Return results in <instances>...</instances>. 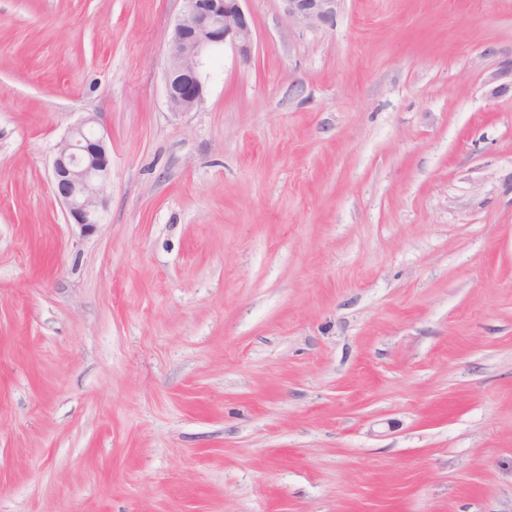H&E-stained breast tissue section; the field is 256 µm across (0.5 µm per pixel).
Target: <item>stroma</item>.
<instances>
[{"label":"stroma","instance_id":"stroma-1","mask_svg":"<svg viewBox=\"0 0 512 512\" xmlns=\"http://www.w3.org/2000/svg\"><path fill=\"white\" fill-rule=\"evenodd\" d=\"M180 7L0 0V512H512V0ZM180 14L167 49L165 92L172 112H191L204 99V54L230 44L250 60L253 29L243 9L245 0H181ZM288 18L309 25L329 21L336 13L339 0H282ZM96 123L92 116L72 128L52 161L54 191L66 208L68 222L83 231L102 224L106 207L103 188L111 167L104 133Z\"/></svg>","mask_w":512,"mask_h":512}]
</instances>
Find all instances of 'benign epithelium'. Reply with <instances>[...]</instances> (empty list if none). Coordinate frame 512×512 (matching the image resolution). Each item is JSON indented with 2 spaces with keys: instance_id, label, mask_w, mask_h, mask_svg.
I'll use <instances>...</instances> for the list:
<instances>
[{
  "instance_id": "benign-epithelium-1",
  "label": "benign epithelium",
  "mask_w": 512,
  "mask_h": 512,
  "mask_svg": "<svg viewBox=\"0 0 512 512\" xmlns=\"http://www.w3.org/2000/svg\"><path fill=\"white\" fill-rule=\"evenodd\" d=\"M180 14L167 49L165 92L174 112H190L204 99V54L213 46L231 45L251 59L253 29L244 0H181ZM288 18L309 25L329 21L339 0H282ZM90 117L72 128L52 161L54 191L66 208L68 222L90 231L102 223L103 188L110 175V157L103 133Z\"/></svg>"
}]
</instances>
